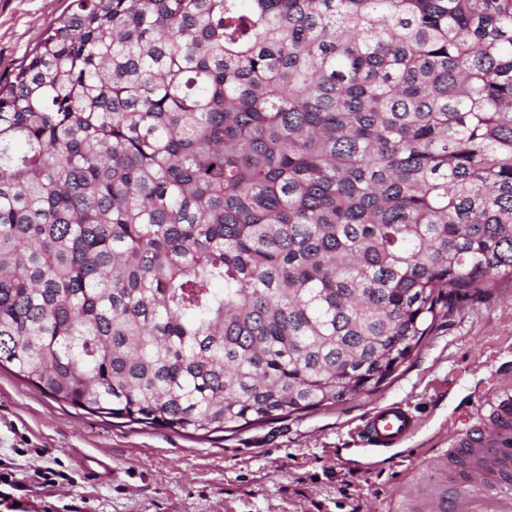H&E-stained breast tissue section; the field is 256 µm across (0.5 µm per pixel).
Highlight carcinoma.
Instances as JSON below:
<instances>
[{"instance_id":"1","label":"carcinoma","mask_w":512,"mask_h":512,"mask_svg":"<svg viewBox=\"0 0 512 512\" xmlns=\"http://www.w3.org/2000/svg\"><path fill=\"white\" fill-rule=\"evenodd\" d=\"M0 82V367L231 433L512 282V0H75Z\"/></svg>"}]
</instances>
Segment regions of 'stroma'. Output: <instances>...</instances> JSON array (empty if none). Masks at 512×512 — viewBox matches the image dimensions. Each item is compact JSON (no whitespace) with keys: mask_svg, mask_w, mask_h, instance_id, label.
Wrapping results in <instances>:
<instances>
[{"mask_svg":"<svg viewBox=\"0 0 512 512\" xmlns=\"http://www.w3.org/2000/svg\"><path fill=\"white\" fill-rule=\"evenodd\" d=\"M73 0H0V78H10ZM512 384V284L466 302L377 392L236 434L201 437L84 412L0 368V512H512V483L449 485L435 462L476 408ZM398 402L418 417L401 445L372 450L359 425ZM111 476L92 479L97 461ZM55 484L35 487L37 467Z\"/></svg>","mask_w":512,"mask_h":512,"instance_id":"stroma-1","label":"stroma"}]
</instances>
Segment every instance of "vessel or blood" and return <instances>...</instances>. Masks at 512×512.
I'll return each instance as SVG.
<instances>
[{
  "mask_svg": "<svg viewBox=\"0 0 512 512\" xmlns=\"http://www.w3.org/2000/svg\"><path fill=\"white\" fill-rule=\"evenodd\" d=\"M415 427L409 409L382 404L364 419L360 434L366 446L392 448L409 438ZM442 465L449 479L464 487L485 488L512 478V389L495 394L473 431L453 438Z\"/></svg>",
  "mask_w": 512,
  "mask_h": 512,
  "instance_id": "obj_1",
  "label": "vessel or blood"
}]
</instances>
